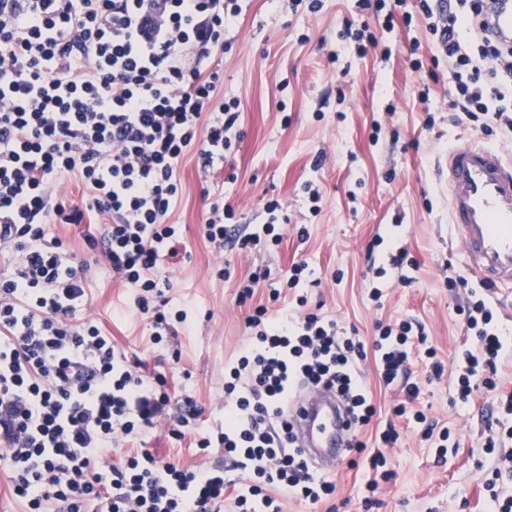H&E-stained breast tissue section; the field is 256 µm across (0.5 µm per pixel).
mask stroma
I'll list each match as a JSON object with an SVG mask.
<instances>
[{
  "label": "stroma",
  "mask_w": 512,
  "mask_h": 512,
  "mask_svg": "<svg viewBox=\"0 0 512 512\" xmlns=\"http://www.w3.org/2000/svg\"><path fill=\"white\" fill-rule=\"evenodd\" d=\"M360 0H322L318 13L290 0H241L238 16L226 22L225 101L239 104L244 136L221 169L202 172L194 157L180 170V197L171 217L179 224L188 259L167 261L172 309L187 310L190 327L169 346L151 347L145 320L129 304V291L98 266L87 272L89 291L83 313L98 321L131 356L166 374L175 388L172 414L183 396L196 401L198 431L224 419V368L233 363L249 336L246 318L263 304L278 311L294 295L306 296L347 332L372 344L376 326L401 320L425 325L430 343L450 360L467 339L457 315L462 289L448 285L465 273V257L448 220L450 148L477 139L503 148L512 159V139L498 131L453 124L448 118L446 66H435V49L423 22L382 29ZM367 24L376 46L357 51L338 33L348 24ZM380 135H373L374 126ZM321 168H313L318 154ZM322 201L312 206L310 189ZM223 196L235 212L234 237L262 233L268 200H280L276 218L284 238L258 253L232 244L215 249L203 236L210 198ZM306 237H299V228ZM405 247L412 267L400 282L389 257ZM307 265L297 290L286 287L293 264ZM223 264L230 278L217 277ZM266 280L251 299L237 296L238 285L255 269ZM385 269L377 277V269ZM382 297L373 300V287ZM278 302H271L273 290ZM181 353L171 363V349ZM424 352L414 354L413 377L420 386L414 407L451 441L423 440L422 425L397 419L400 438L386 456L391 477L367 490L366 452L352 448L335 473L336 492L315 506L285 499L282 512H493L484 489L493 458L483 443L491 394L479 388L468 408L450 401L451 380L427 379ZM166 462L199 460L223 464V452L200 458L194 435L174 441L167 424L145 438Z\"/></svg>",
  "instance_id": "obj_1"
}]
</instances>
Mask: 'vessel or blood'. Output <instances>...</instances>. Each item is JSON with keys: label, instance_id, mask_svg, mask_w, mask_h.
<instances>
[{"label": "vessel or blood", "instance_id": "1", "mask_svg": "<svg viewBox=\"0 0 512 512\" xmlns=\"http://www.w3.org/2000/svg\"><path fill=\"white\" fill-rule=\"evenodd\" d=\"M488 37L512 44V0H488ZM448 172L449 222L479 280L512 288V161L500 149L473 141L452 148ZM293 443L319 472L336 469L352 421L335 389L298 396L291 412Z\"/></svg>", "mask_w": 512, "mask_h": 512}]
</instances>
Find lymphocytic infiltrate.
I'll list each match as a JSON object with an SVG mask.
<instances>
[{
  "mask_svg": "<svg viewBox=\"0 0 512 512\" xmlns=\"http://www.w3.org/2000/svg\"><path fill=\"white\" fill-rule=\"evenodd\" d=\"M485 2L417 0L416 13L399 15L386 0L364 6L388 30L421 17L448 66L450 120L494 124L508 137L512 46L485 36ZM240 11L239 0H0V250L16 256L0 277V461L27 512H221L223 467L167 463L143 445L166 418L174 439L197 433L193 398L170 416L165 375H147L97 323L73 318L97 264L130 288L152 344L188 327L187 311L169 310L164 293L162 262L177 256L181 237L169 218L184 159L221 167L240 136L237 103L217 99L224 78L214 63L229 48L225 19ZM62 177L82 185L80 202L58 195ZM89 212L102 224L86 259L52 227ZM449 283L467 290L460 313L476 342L451 365L432 360L428 378L452 370V401L463 407L476 384L492 391L497 419L485 446L498 455L485 486L496 512H512V496L497 488L512 477V391L498 384L512 333L483 287L461 275ZM306 303L297 299L300 315L286 308L274 318L262 306L248 315L251 340L224 370V424L198 433L200 451L222 449L247 473L238 500L246 512H281L283 497L315 506L336 491L290 442L300 390L336 388L356 427L368 426L376 408L359 363L371 356L384 386L405 395L396 417L426 420L407 409L420 394L411 375L423 326H379L368 347ZM123 446L112 462L108 449Z\"/></svg>",
  "mask_w": 512,
  "mask_h": 512,
  "instance_id": "f902f5d3",
  "label": "lymphocytic infiltrate"
}]
</instances>
